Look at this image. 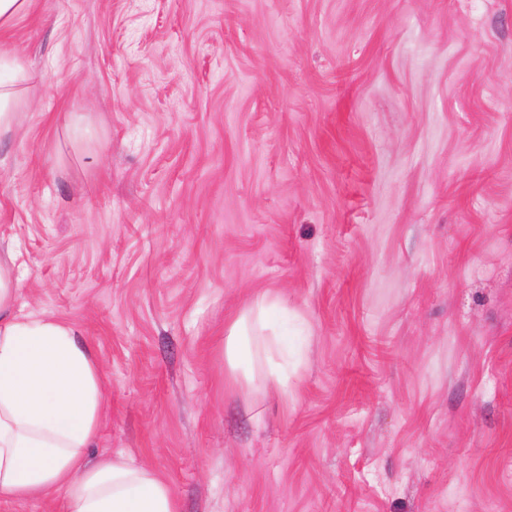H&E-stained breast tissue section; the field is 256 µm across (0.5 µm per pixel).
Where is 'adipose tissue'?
<instances>
[{
    "label": "adipose tissue",
    "mask_w": 512,
    "mask_h": 512,
    "mask_svg": "<svg viewBox=\"0 0 512 512\" xmlns=\"http://www.w3.org/2000/svg\"><path fill=\"white\" fill-rule=\"evenodd\" d=\"M17 276L0 260V501L44 500L63 492L62 512H180L169 485L122 456L90 459L104 412V384L78 329L50 316L15 311ZM258 300L224 330L232 378L251 381L257 358L285 341ZM268 379L287 386L271 363Z\"/></svg>",
    "instance_id": "adipose-tissue-1"
}]
</instances>
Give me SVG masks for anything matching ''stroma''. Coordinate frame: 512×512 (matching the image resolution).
<instances>
[{
	"label": "stroma",
	"mask_w": 512,
	"mask_h": 512,
	"mask_svg": "<svg viewBox=\"0 0 512 512\" xmlns=\"http://www.w3.org/2000/svg\"><path fill=\"white\" fill-rule=\"evenodd\" d=\"M16 310L181 512H512V0H33ZM280 299L288 386L227 379ZM278 304L272 298L258 300L253 307L224 327V360L234 380L242 377L249 383L252 380V365L257 358L263 357L269 363L267 379L287 388L288 377L283 375L279 365L272 360V354L283 346L288 351V343L277 335L272 320V313Z\"/></svg>",
	"instance_id": "stroma-1"
}]
</instances>
